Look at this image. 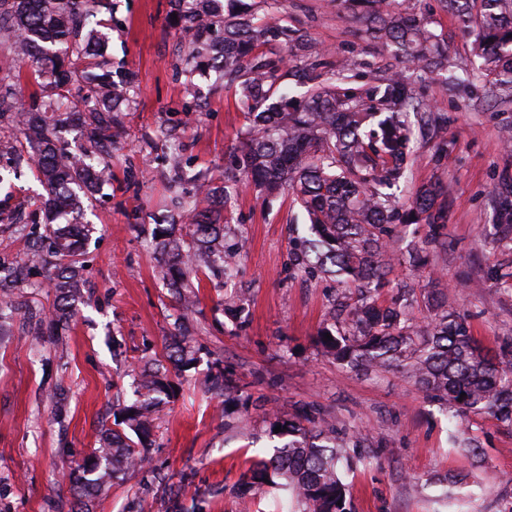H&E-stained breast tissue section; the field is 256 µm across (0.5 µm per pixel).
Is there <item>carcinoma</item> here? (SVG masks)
<instances>
[{"mask_svg":"<svg viewBox=\"0 0 512 512\" xmlns=\"http://www.w3.org/2000/svg\"><path fill=\"white\" fill-rule=\"evenodd\" d=\"M349 20L393 48L412 70L445 66L442 39L428 21L392 0H340ZM465 29L471 26L470 0H438ZM177 19L169 27L188 38L183 59V92L197 98L194 76L212 71L226 87H236L248 110L249 127L235 173L220 180L199 174L189 199L176 200L183 225L162 229L158 274L184 310L196 304L200 276L230 279L238 249L224 244V211L240 191L252 186L265 197L291 195L307 219L309 236L294 240L292 261L312 277L335 275L356 290L332 299L326 326L317 335L321 350L353 369L396 368L409 375L426 397L450 413L449 421L490 415L512 428V342L490 354L472 336L466 319L448 310V295H426L430 315L419 324L410 310L415 290L403 288L380 302L395 264L417 266L426 248L441 251L448 223V192L442 183L421 184L410 202L394 189L407 181L418 134L436 140L435 161L448 150L443 119L416 96L408 77L395 73L358 86L345 83L352 64L330 77L318 72L321 50L266 14L249 6L224 14L223 0H170ZM112 0H0V125L16 129L0 140V159L26 168L43 187L32 221L30 268L51 271L50 316L67 321L84 288L81 256L92 225L83 220L96 195L112 182L107 160L116 112L128 106L130 72L114 76L105 59L112 27ZM222 33L218 41L204 34ZM474 56L478 77L512 88V0H481ZM39 86L32 102L18 103L22 67ZM308 86L300 96L284 84L288 76ZM418 117V126L409 120ZM76 131L79 146L61 144L58 129ZM495 221L512 224V181L498 189ZM426 224L425 246L394 259L391 241L400 227ZM332 339L324 340L325 334ZM196 348L182 324L175 326L164 359L152 358L134 377L132 398L102 427L70 481L83 492L144 468L160 402L174 394L169 369L195 365ZM208 389L218 395L235 388L222 369L210 373ZM278 439L272 454L251 461L240 498L246 505L268 487L284 494L289 512H348L349 485L339 461L363 437L341 433L316 408L294 418L269 415Z\"/></svg>","mask_w":512,"mask_h":512,"instance_id":"cac0c4a2","label":"carcinoma"}]
</instances>
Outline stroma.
Returning a JSON list of instances; mask_svg holds the SVG:
<instances>
[{
  "instance_id": "obj_1",
  "label": "stroma",
  "mask_w": 512,
  "mask_h": 512,
  "mask_svg": "<svg viewBox=\"0 0 512 512\" xmlns=\"http://www.w3.org/2000/svg\"><path fill=\"white\" fill-rule=\"evenodd\" d=\"M112 2L107 55L114 72L136 74V102L113 130L112 183L95 203L76 315L65 329L45 326L34 342L28 319L48 316L54 299L46 274L35 269L10 285L19 312L0 333V512H72L69 472L96 447L101 427L112 425L132 369L162 355L179 314L155 270L153 229L173 193L191 191L195 173L223 174L249 125L238 93L215 79H199L197 100L183 97V48L166 26L169 0ZM251 2L307 34L328 67L351 60L367 81L394 63L385 45L327 0ZM412 2L441 34L449 73H472L473 36L437 0ZM411 79L445 119L447 153L437 161L432 143L419 144L412 182L447 187L448 249L429 253L417 272L395 266L389 285L420 295L442 289L449 308L494 349L512 338V284L494 275L512 269V226L492 220L495 191L512 178V149L504 147L512 91L477 79L467 92L444 93L440 74L417 71ZM180 122L187 132L176 169L162 132ZM225 218L224 241L240 250L237 273L225 284L201 281L191 322L199 361L176 377V396L155 414L151 467L110 483L89 500V512H240L241 476L270 443L268 413L285 419L305 406L367 437L362 461L342 469L351 512H512V429L489 415L470 417L484 451L474 464L453 448L446 415L412 378L352 370L316 345L337 284L293 266V228L305 218L290 198L269 202L249 188ZM228 290L243 298L240 319L224 312ZM216 366L238 384L221 398L205 389Z\"/></svg>"
}]
</instances>
